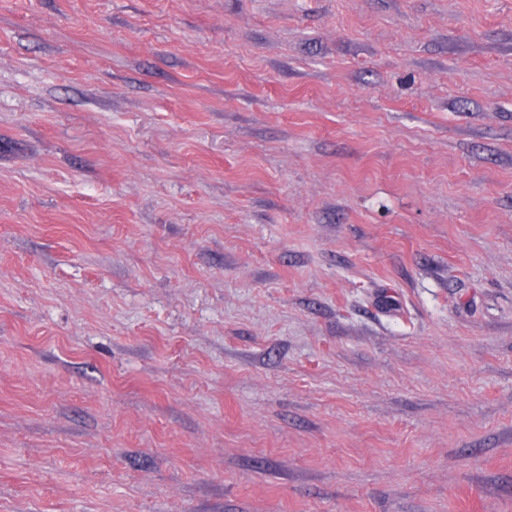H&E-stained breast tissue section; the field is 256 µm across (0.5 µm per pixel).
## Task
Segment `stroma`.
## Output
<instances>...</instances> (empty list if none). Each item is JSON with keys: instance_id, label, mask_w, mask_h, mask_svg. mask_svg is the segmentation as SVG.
Returning <instances> with one entry per match:
<instances>
[{"instance_id": "35a3bbf8", "label": "stroma", "mask_w": 512, "mask_h": 512, "mask_svg": "<svg viewBox=\"0 0 512 512\" xmlns=\"http://www.w3.org/2000/svg\"><path fill=\"white\" fill-rule=\"evenodd\" d=\"M0 512H512V0H0Z\"/></svg>"}]
</instances>
